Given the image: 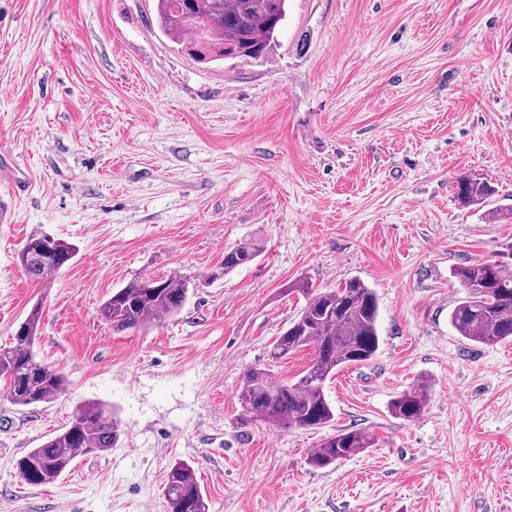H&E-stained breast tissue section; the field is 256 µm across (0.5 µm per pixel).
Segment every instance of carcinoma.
<instances>
[{
	"label": "carcinoma",
	"instance_id": "obj_1",
	"mask_svg": "<svg viewBox=\"0 0 512 512\" xmlns=\"http://www.w3.org/2000/svg\"><path fill=\"white\" fill-rule=\"evenodd\" d=\"M161 31L199 63L224 58L259 59L274 41L286 18L288 0H156ZM495 193L490 182L470 175L455 180V198L464 208L481 206ZM260 245L246 241L224 252L217 280L254 261ZM75 257L72 244L42 233L28 236L17 259L24 273L48 283ZM464 296L449 320L463 338L486 345L512 339V246L507 260L474 262L452 272ZM201 282L181 274L154 279L136 277L112 292L101 305L102 320L115 330H141L178 314L190 291ZM306 304L269 350V362L285 359L308 347L312 359L297 379L275 382L269 369L251 367L243 375L237 398L242 407L239 424L255 421L283 430H312L334 418L324 392L336 369L370 361L379 348V302L375 291L352 278L336 289L304 285ZM42 311L33 307L13 342L0 347V396L19 407L49 403L67 386L64 374L37 359L34 344ZM432 386L418 381L390 401V413L401 420L417 419L429 405ZM122 429L112 407L88 401L77 407L70 421L53 438L28 450L17 460L20 478L31 486L55 483L80 455L107 452L121 440ZM374 445L361 430H342L322 439L308 462L326 468ZM167 512H209L210 504L194 467L173 461L164 480Z\"/></svg>",
	"mask_w": 512,
	"mask_h": 512
}]
</instances>
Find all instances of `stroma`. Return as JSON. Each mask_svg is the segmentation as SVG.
Returning a JSON list of instances; mask_svg holds the SVG:
<instances>
[{
  "mask_svg": "<svg viewBox=\"0 0 512 512\" xmlns=\"http://www.w3.org/2000/svg\"><path fill=\"white\" fill-rule=\"evenodd\" d=\"M26 185L9 189L8 172ZM496 189L462 208L454 180ZM512 0H288L263 58L195 62L153 0H0V347L33 306L55 401L0 400V512H166L170 462L193 463L210 512H512V343L458 336L455 267L498 259L512 223ZM77 254L47 284L17 253L33 232ZM251 264L173 318L117 332L99 314L131 278ZM357 278L380 304L379 350L325 384L318 430L243 428L237 391L305 303L295 283ZM414 421L392 396L418 379ZM100 401L117 447L54 484L16 462ZM361 429L371 448L308 463ZM260 251V245L254 241H246L234 246L224 253V260L217 271L208 276V279L217 280L236 268L254 261L259 256ZM432 386L428 381H418L396 395L390 401L389 411L398 419L411 422L417 419L429 405ZM373 445V439L364 431L357 429L338 431L322 439L310 454L308 462L315 468H326Z\"/></svg>",
  "mask_w": 512,
  "mask_h": 512,
  "instance_id": "obj_1",
  "label": "stroma"
}]
</instances>
